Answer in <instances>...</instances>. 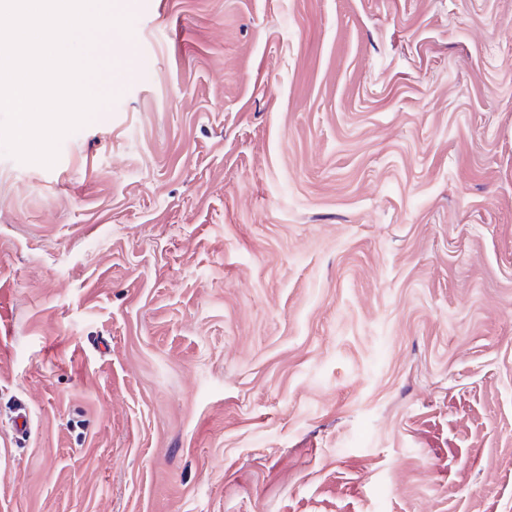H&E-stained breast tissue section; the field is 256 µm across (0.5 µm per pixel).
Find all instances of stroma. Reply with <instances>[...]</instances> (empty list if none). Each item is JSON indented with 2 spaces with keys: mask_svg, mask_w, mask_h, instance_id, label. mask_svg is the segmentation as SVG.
Here are the masks:
<instances>
[{
  "mask_svg": "<svg viewBox=\"0 0 512 512\" xmlns=\"http://www.w3.org/2000/svg\"><path fill=\"white\" fill-rule=\"evenodd\" d=\"M112 12L0 153V512H512V0Z\"/></svg>",
  "mask_w": 512,
  "mask_h": 512,
  "instance_id": "1",
  "label": "stroma"
}]
</instances>
